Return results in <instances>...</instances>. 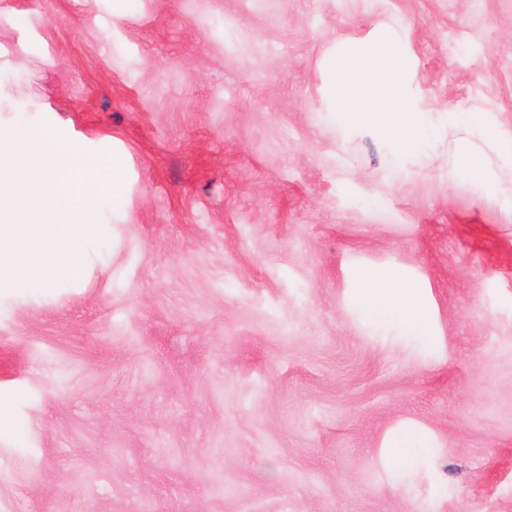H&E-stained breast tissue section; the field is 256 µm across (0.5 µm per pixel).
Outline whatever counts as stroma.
I'll list each match as a JSON object with an SVG mask.
<instances>
[{"mask_svg": "<svg viewBox=\"0 0 512 512\" xmlns=\"http://www.w3.org/2000/svg\"><path fill=\"white\" fill-rule=\"evenodd\" d=\"M380 30L440 129L396 170L323 93ZM458 109L512 138V0H0V133L125 172L81 279L0 274V512H512V166ZM448 123L462 129L465 137L460 142L458 172L475 181L490 178L488 168L475 140L497 147L502 157L512 161V139L501 136L496 124L485 112L476 110L448 112ZM360 298L373 312L391 305L412 334H424L427 317L417 285L390 267L369 268L359 275Z\"/></svg>", "mask_w": 512, "mask_h": 512, "instance_id": "obj_1", "label": "stroma"}]
</instances>
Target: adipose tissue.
<instances>
[{
    "instance_id": "1",
    "label": "adipose tissue",
    "mask_w": 512,
    "mask_h": 512,
    "mask_svg": "<svg viewBox=\"0 0 512 512\" xmlns=\"http://www.w3.org/2000/svg\"><path fill=\"white\" fill-rule=\"evenodd\" d=\"M409 67L401 41L386 30L366 43H342L328 64V96L337 124L378 132L390 143L398 165L422 152L439 134L407 90ZM448 121L465 133L460 142L459 173L475 181L489 180L478 149L482 142L497 147L502 157L512 161V139L501 136L487 113L454 111ZM359 288L361 301L370 310L393 306L408 332L424 334L427 317L414 282L389 267L369 268L361 271Z\"/></svg>"
}]
</instances>
